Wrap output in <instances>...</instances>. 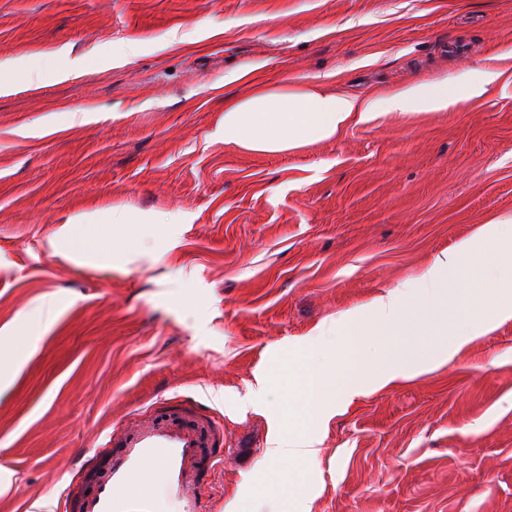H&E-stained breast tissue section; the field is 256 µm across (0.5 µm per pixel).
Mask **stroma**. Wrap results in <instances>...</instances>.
Returning a JSON list of instances; mask_svg holds the SVG:
<instances>
[{"label":"stroma","instance_id":"35a3bbf8","mask_svg":"<svg viewBox=\"0 0 512 512\" xmlns=\"http://www.w3.org/2000/svg\"><path fill=\"white\" fill-rule=\"evenodd\" d=\"M63 46L100 66L0 94V336L27 344L0 355V512H57L107 433L187 400L221 423L214 512H512V321L305 428L319 455L287 484L263 478L282 403L251 393L318 325L512 213V0H0V61ZM490 66L445 112L283 154L224 144L236 72L366 96ZM85 109L98 120L72 123ZM115 206L153 221L83 233L132 248H60L63 224ZM495 262L450 285L449 324L490 310ZM440 341L415 313L356 339L372 359Z\"/></svg>","mask_w":512,"mask_h":512}]
</instances>
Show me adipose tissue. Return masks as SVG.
Listing matches in <instances>:
<instances>
[{
	"label": "adipose tissue",
	"instance_id": "obj_1",
	"mask_svg": "<svg viewBox=\"0 0 512 512\" xmlns=\"http://www.w3.org/2000/svg\"><path fill=\"white\" fill-rule=\"evenodd\" d=\"M54 63L44 70L11 61L0 62V93L18 82L63 80L73 72L96 67L93 58L70 59L65 50L53 55ZM497 77L491 70L473 71L464 84L447 81H419L358 98L323 89L317 85H287L284 82H253L244 96L224 99V143L252 154H279L298 150L336 137L353 126L387 124L422 112H444L461 101L481 96ZM127 209L115 207L105 213H85L63 225L59 236L73 251L96 257L110 254L106 241H91L81 236L86 224L124 225L130 223ZM318 451L311 445H297L282 432L273 433L264 451L267 471L283 477L294 463H314Z\"/></svg>",
	"mask_w": 512,
	"mask_h": 512
}]
</instances>
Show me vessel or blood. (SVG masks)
<instances>
[{"instance_id":"obj_1","label":"vessel or blood","mask_w":512,"mask_h":512,"mask_svg":"<svg viewBox=\"0 0 512 512\" xmlns=\"http://www.w3.org/2000/svg\"><path fill=\"white\" fill-rule=\"evenodd\" d=\"M182 407L123 425L110 436L112 457L91 488L67 496L63 512H161L169 499L177 512H203L202 491L224 462L210 435L214 421L206 415L187 420ZM161 464L160 480L148 467Z\"/></svg>"}]
</instances>
